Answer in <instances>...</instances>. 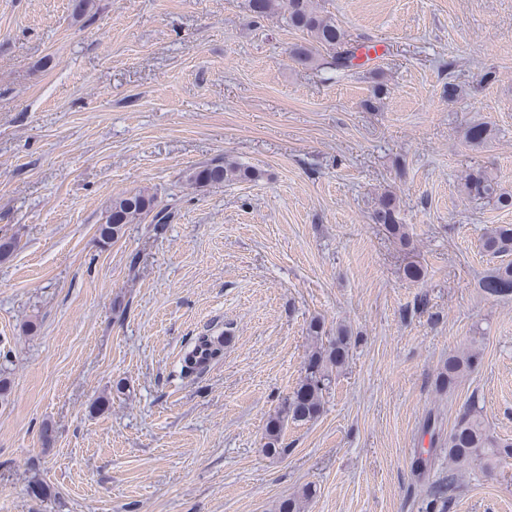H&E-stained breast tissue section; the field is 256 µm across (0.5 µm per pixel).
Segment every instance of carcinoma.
Here are the masks:
<instances>
[{"instance_id": "1", "label": "carcinoma", "mask_w": 512, "mask_h": 512, "mask_svg": "<svg viewBox=\"0 0 512 512\" xmlns=\"http://www.w3.org/2000/svg\"><path fill=\"white\" fill-rule=\"evenodd\" d=\"M249 12L256 19L281 18L288 27L307 33L312 43L333 52L329 67L337 72L353 66L357 48L346 47L343 30L329 14L319 11L313 0H248ZM491 129L485 123L474 124L466 130V141L474 146L485 143ZM258 178L255 169L236 161L218 157L196 166L188 172L187 181L196 187L222 185L226 182L252 181ZM464 189L474 200H493L501 207L512 206V195L501 191L498 183L482 170L472 171L464 178ZM155 197L145 192L123 193L112 198L104 224L98 228L99 242L103 245L118 239L128 224H136L150 213L154 220L164 224L171 215L154 211ZM397 199L394 195H382L374 213L377 224L384 225L388 234L401 245L410 244L405 225L396 218ZM484 249L494 257L512 255V225H499L484 234ZM483 293L493 298L512 296V261L494 267L479 283ZM351 345L350 331L340 326L336 336L326 347L310 351L305 362V376L294 394L286 399L275 417L268 422L265 448L274 453L278 448L281 431L288 422H308L319 416L323 391L331 383L333 371L341 369ZM480 350L471 345L460 353L448 357L440 372L439 390H453L478 364ZM448 447V475L438 479L425 490L421 512H446L448 501L456 489L459 473L480 463L486 469L505 458H512V440L497 438L489 433L480 411L472 405L459 412L446 441ZM312 490L305 489L295 498L279 504V512H301Z\"/></svg>"}]
</instances>
